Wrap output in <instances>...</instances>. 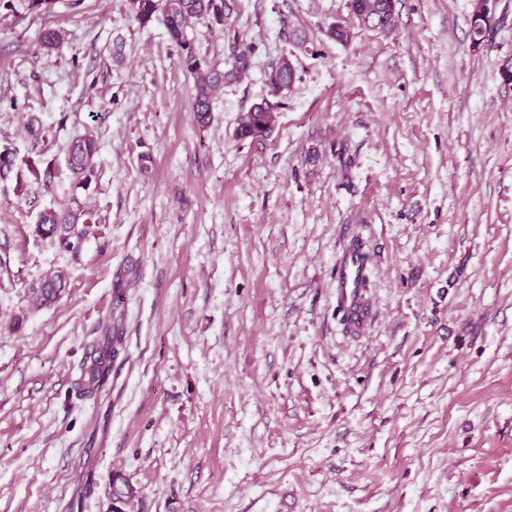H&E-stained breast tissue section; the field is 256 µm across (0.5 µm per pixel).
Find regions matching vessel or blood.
Listing matches in <instances>:
<instances>
[{
    "instance_id": "b4317fda",
    "label": "vessel or blood",
    "mask_w": 512,
    "mask_h": 512,
    "mask_svg": "<svg viewBox=\"0 0 512 512\" xmlns=\"http://www.w3.org/2000/svg\"><path fill=\"white\" fill-rule=\"evenodd\" d=\"M370 273L367 261L353 246H346L336 259V308L356 334L363 332L372 319V303L365 294Z\"/></svg>"
}]
</instances>
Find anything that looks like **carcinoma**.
<instances>
[{
  "instance_id": "1",
  "label": "carcinoma",
  "mask_w": 512,
  "mask_h": 512,
  "mask_svg": "<svg viewBox=\"0 0 512 512\" xmlns=\"http://www.w3.org/2000/svg\"><path fill=\"white\" fill-rule=\"evenodd\" d=\"M53 0H0V10L18 13L23 9L29 14L41 15L50 11ZM132 17L142 26L160 19L170 39L181 50V63L196 76V92L192 100V112L198 123L209 122L214 93L226 83L237 81L247 70L252 49L241 48L235 33L236 18L227 0H126ZM349 9L359 27L388 35L397 28L395 0H349ZM224 11V32L227 33V57L224 68L199 56L195 42L187 29L194 21H207L218 11ZM492 11L491 0H476L471 34L473 42L484 41ZM271 84L291 89L296 81L293 69L273 68ZM279 103L263 100L253 104L241 117L237 134L241 138L258 139L267 136L276 121ZM99 146L93 134L86 132L73 137L66 146V161L73 183L86 189L96 175V156ZM21 179L17 171L16 158L12 153L0 154V181ZM35 232L54 240L61 248L79 256L91 229V216L78 199L61 210L45 209L39 212ZM66 288L65 275L61 271L51 273L29 289L30 294L41 304L55 302ZM118 325L105 330L101 343L96 347L90 362L83 368L77 385L83 397L94 396L107 383L112 371V361L117 355ZM138 491L119 473L113 474L110 512H128Z\"/></svg>"
}]
</instances>
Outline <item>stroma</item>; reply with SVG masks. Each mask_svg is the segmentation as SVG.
<instances>
[{
	"instance_id": "1",
	"label": "stroma",
	"mask_w": 512,
	"mask_h": 512,
	"mask_svg": "<svg viewBox=\"0 0 512 512\" xmlns=\"http://www.w3.org/2000/svg\"><path fill=\"white\" fill-rule=\"evenodd\" d=\"M229 2L253 52L206 125L125 0L0 16V150L41 172L0 182V512H107L116 473L132 512H512V0L478 45L475 0H397L390 36L348 0ZM285 57L271 134L237 137ZM87 131L83 190L65 146ZM74 198L95 218L77 256L35 233ZM356 232L360 337L332 297ZM54 269L67 287L36 306ZM114 323L110 380L78 397ZM99 146L93 134L86 132L73 137L66 146V161L74 185L87 189L96 175Z\"/></svg>"
}]
</instances>
